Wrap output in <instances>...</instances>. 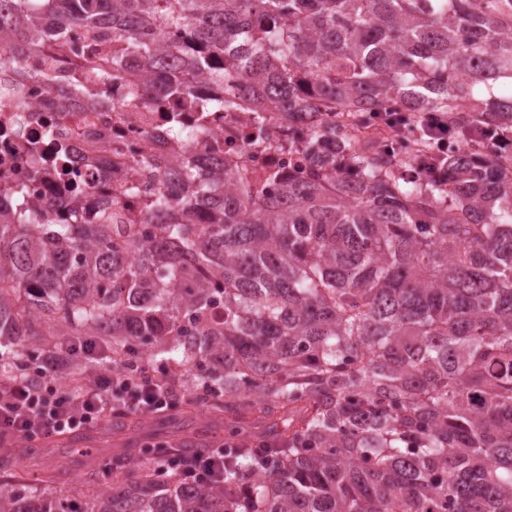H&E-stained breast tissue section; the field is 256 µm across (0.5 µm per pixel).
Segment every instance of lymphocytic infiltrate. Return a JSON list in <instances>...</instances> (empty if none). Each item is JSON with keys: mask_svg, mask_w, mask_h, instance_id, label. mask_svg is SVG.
I'll return each mask as SVG.
<instances>
[{"mask_svg": "<svg viewBox=\"0 0 512 512\" xmlns=\"http://www.w3.org/2000/svg\"><path fill=\"white\" fill-rule=\"evenodd\" d=\"M378 127L398 135L414 134L427 141L435 156L448 144V122L436 112H379L371 118ZM85 368L60 380L42 372L40 384L27 373L0 378V445L14 446L49 435L111 423L114 416H139L172 411L185 387L184 374L174 365L148 363L136 373L127 369L104 370L98 363L106 348L87 338L78 347ZM166 469L182 474L186 482L213 486L224 468L223 449L187 457L171 451Z\"/></svg>", "mask_w": 512, "mask_h": 512, "instance_id": "f902f5d3", "label": "lymphocytic infiltrate"}]
</instances>
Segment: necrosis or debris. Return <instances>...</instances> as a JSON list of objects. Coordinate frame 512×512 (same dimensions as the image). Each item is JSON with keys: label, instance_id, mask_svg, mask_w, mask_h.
Returning <instances> with one entry per match:
<instances>
[{"label": "necrosis or debris", "instance_id": "4bbe7bcc", "mask_svg": "<svg viewBox=\"0 0 512 512\" xmlns=\"http://www.w3.org/2000/svg\"><path fill=\"white\" fill-rule=\"evenodd\" d=\"M69 51L60 60V69H70L73 61L90 50L111 51V42L90 38L84 29L74 27L65 36ZM29 78L22 88H14L9 80L10 65L0 66V129L15 128L11 143L0 140V178L9 176L25 181L20 154L32 141L45 134L66 145L74 161L73 173L88 183L92 191L86 199L90 215L106 211L116 224L140 220L143 198L156 195L160 189L157 178L145 172L146 164L162 157L171 161L193 157L202 161L214 157L243 158L249 174L265 175L270 170L293 172L297 162L288 151L273 152L254 144L248 137L255 116L244 109L210 112L201 122L203 133L198 141L177 137L164 113L158 110L155 96L146 94L136 102L127 99L126 86H112L111 107L106 112H68L55 128L45 121L57 109L51 74L50 49L39 50L22 63ZM137 177V192L125 190L126 180ZM33 203H48L47 223H57L66 193L51 175L25 181Z\"/></svg>", "mask_w": 512, "mask_h": 512}]
</instances>
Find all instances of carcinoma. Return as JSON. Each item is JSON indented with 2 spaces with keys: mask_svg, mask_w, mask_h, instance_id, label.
<instances>
[{
  "mask_svg": "<svg viewBox=\"0 0 512 512\" xmlns=\"http://www.w3.org/2000/svg\"><path fill=\"white\" fill-rule=\"evenodd\" d=\"M507 18L512 0H0L16 62L63 52L74 25L112 38L55 85L62 112L75 89L108 110L115 79L132 100L154 92L181 137L184 112H346L271 145L304 162L286 177L155 159L181 200H148L154 231L120 244L112 217L87 223L86 186L45 224L23 185H0V377L57 327L64 347L110 337L114 364L173 345L224 392L222 490L162 470L159 448H117L86 462L85 482L112 490L76 494L84 512H512V152L466 141L439 182L422 144L395 159L358 135L398 103L442 113L453 136L512 126ZM171 28L182 41L154 51ZM190 71L234 89L199 97ZM177 447L211 452L192 433ZM43 455L0 454V512H65L22 492Z\"/></svg>",
  "mask_w": 512,
  "mask_h": 512,
  "instance_id": "1",
  "label": "carcinoma"
}]
</instances>
